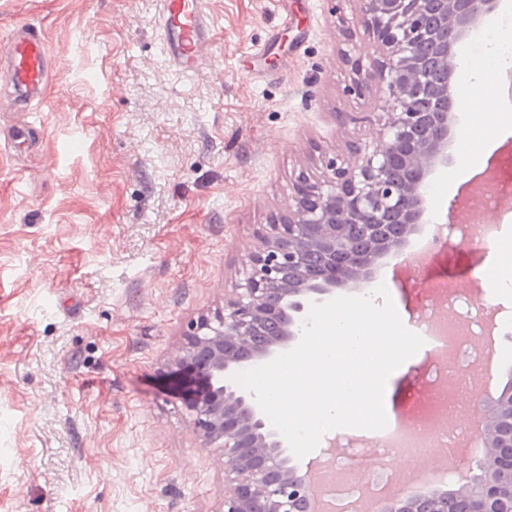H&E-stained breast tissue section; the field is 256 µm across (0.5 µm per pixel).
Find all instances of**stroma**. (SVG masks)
<instances>
[{
  "instance_id": "obj_1",
  "label": "stroma",
  "mask_w": 512,
  "mask_h": 512,
  "mask_svg": "<svg viewBox=\"0 0 512 512\" xmlns=\"http://www.w3.org/2000/svg\"><path fill=\"white\" fill-rule=\"evenodd\" d=\"M207 7L214 62L183 75L159 52L156 0H0V36L33 22L54 56L39 109L0 110V512H222L226 459L202 446L184 405L196 380L174 358L242 281L256 229L287 208L298 175L323 179L380 132L379 89L348 91L344 52L379 56L358 0ZM484 32L462 41L485 80L454 86L448 162L426 185L433 221L411 245L451 224L466 150L481 154L479 176L504 167L512 99ZM503 263L500 246L451 233L389 294L410 329L435 283L470 295ZM472 342L491 379L456 392L440 439L470 432L512 379V335ZM476 460L440 443L392 464L462 477Z\"/></svg>"
}]
</instances>
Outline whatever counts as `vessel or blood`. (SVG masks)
<instances>
[{"label": "vessel or blood", "mask_w": 512, "mask_h": 512, "mask_svg": "<svg viewBox=\"0 0 512 512\" xmlns=\"http://www.w3.org/2000/svg\"><path fill=\"white\" fill-rule=\"evenodd\" d=\"M155 25L165 60L183 73H197L213 59L214 23L206 0H157ZM0 74L15 105L27 110L44 101L52 82V56L43 30L17 23L0 45Z\"/></svg>", "instance_id": "obj_1"}]
</instances>
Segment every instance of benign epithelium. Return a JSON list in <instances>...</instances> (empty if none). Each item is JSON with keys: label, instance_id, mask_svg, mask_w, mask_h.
<instances>
[{"label": "benign epithelium", "instance_id": "benign-epithelium-1", "mask_svg": "<svg viewBox=\"0 0 512 512\" xmlns=\"http://www.w3.org/2000/svg\"><path fill=\"white\" fill-rule=\"evenodd\" d=\"M360 25L385 54L366 65L345 53L362 96L386 85L382 132L305 175L292 203L256 231L243 281L224 312L196 322L175 363L202 382L186 402L205 445L224 449V512H303L310 471L290 465L288 443L232 376L272 360L301 333L308 304L338 288L371 283L379 260L404 254L431 223L426 181L448 160L455 44L495 0H360ZM479 473L452 491L383 502L381 512H512V383L483 403Z\"/></svg>", "mask_w": 512, "mask_h": 512}]
</instances>
